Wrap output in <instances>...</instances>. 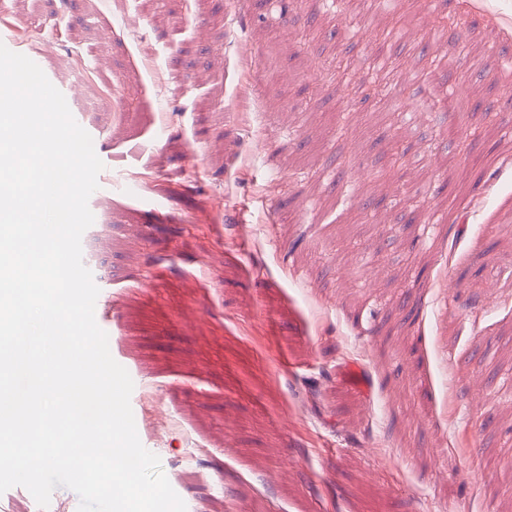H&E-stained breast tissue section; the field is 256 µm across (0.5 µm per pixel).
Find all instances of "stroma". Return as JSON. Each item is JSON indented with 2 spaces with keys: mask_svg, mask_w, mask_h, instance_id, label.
<instances>
[{
  "mask_svg": "<svg viewBox=\"0 0 512 512\" xmlns=\"http://www.w3.org/2000/svg\"><path fill=\"white\" fill-rule=\"evenodd\" d=\"M7 3L0 30L121 173L84 249L187 512H512V0H473L479 28L403 99L417 139L386 105L414 45L377 104L326 65L371 77L386 0ZM484 105L454 156L448 125ZM395 140L419 169L390 166Z\"/></svg>",
  "mask_w": 512,
  "mask_h": 512,
  "instance_id": "obj_1",
  "label": "stroma"
}]
</instances>
